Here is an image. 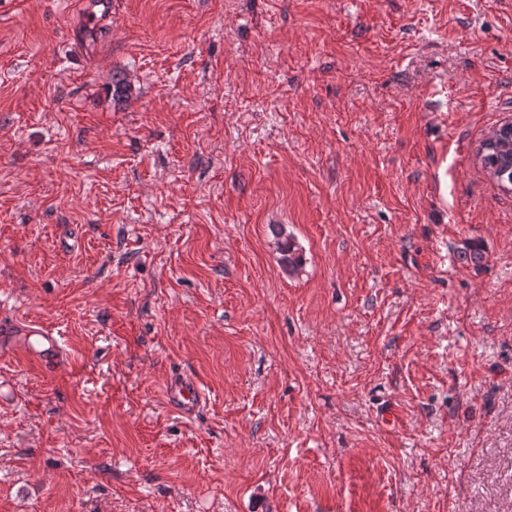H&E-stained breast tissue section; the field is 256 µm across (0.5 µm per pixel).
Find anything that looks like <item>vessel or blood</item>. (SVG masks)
Listing matches in <instances>:
<instances>
[{"label":"vessel or blood","instance_id":"vessel-or-blood-1","mask_svg":"<svg viewBox=\"0 0 512 512\" xmlns=\"http://www.w3.org/2000/svg\"><path fill=\"white\" fill-rule=\"evenodd\" d=\"M22 350L25 360L34 366L50 369L64 367L68 362L59 336L46 327L30 322H11L0 326V350ZM166 395L182 413L192 414L200 405L203 394L189 377H171Z\"/></svg>","mask_w":512,"mask_h":512}]
</instances>
